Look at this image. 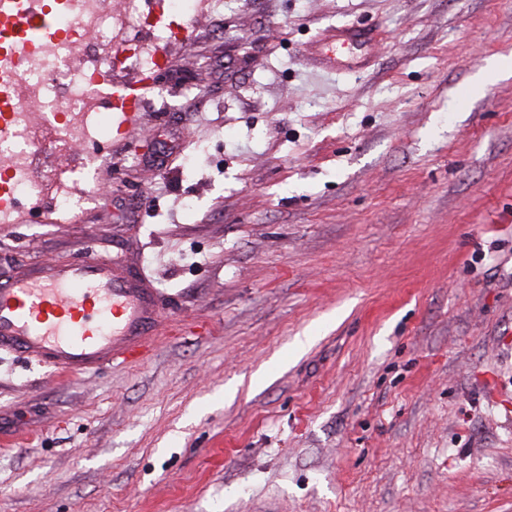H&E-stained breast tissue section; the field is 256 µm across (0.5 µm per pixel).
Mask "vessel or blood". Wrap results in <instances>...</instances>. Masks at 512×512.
Returning <instances> with one entry per match:
<instances>
[{"instance_id": "vessel-or-blood-1", "label": "vessel or blood", "mask_w": 512, "mask_h": 512, "mask_svg": "<svg viewBox=\"0 0 512 512\" xmlns=\"http://www.w3.org/2000/svg\"><path fill=\"white\" fill-rule=\"evenodd\" d=\"M162 296L119 257L49 259L0 282V352L85 377L149 357Z\"/></svg>"}]
</instances>
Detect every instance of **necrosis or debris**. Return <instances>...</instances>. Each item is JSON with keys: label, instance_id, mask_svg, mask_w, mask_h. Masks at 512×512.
Masks as SVG:
<instances>
[{"label": "necrosis or debris", "instance_id": "1", "mask_svg": "<svg viewBox=\"0 0 512 512\" xmlns=\"http://www.w3.org/2000/svg\"><path fill=\"white\" fill-rule=\"evenodd\" d=\"M139 0H51L53 28L33 31L31 46L17 51L11 39L0 37V224L16 221L17 200L50 206L67 220L88 203L74 197L68 185L91 183L89 166L68 164L75 149L108 139L115 117L100 111L95 87L104 64H129L147 77L159 63L157 53L142 44H125L113 51L125 30L136 21L149 28L154 43L170 41L172 33L159 19H140ZM91 59L86 68L80 59ZM38 107L58 134L45 141L29 118Z\"/></svg>", "mask_w": 512, "mask_h": 512}]
</instances>
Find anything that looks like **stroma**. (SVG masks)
Instances as JSON below:
<instances>
[{
	"mask_svg": "<svg viewBox=\"0 0 512 512\" xmlns=\"http://www.w3.org/2000/svg\"><path fill=\"white\" fill-rule=\"evenodd\" d=\"M184 23L92 202L0 224V281L118 254L209 332L70 381L1 356L0 512H512V74L470 91L512 0Z\"/></svg>",
	"mask_w": 512,
	"mask_h": 512,
	"instance_id": "stroma-1",
	"label": "stroma"
}]
</instances>
